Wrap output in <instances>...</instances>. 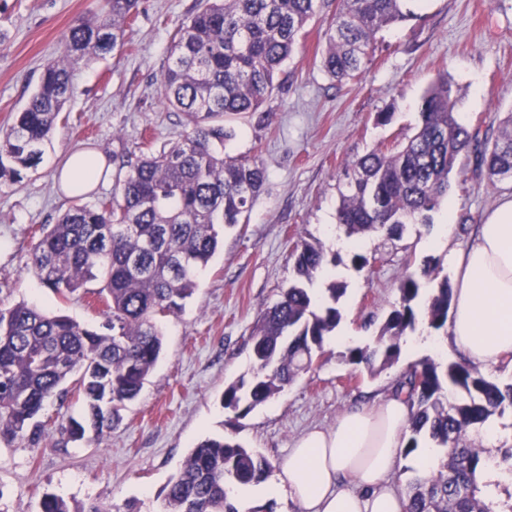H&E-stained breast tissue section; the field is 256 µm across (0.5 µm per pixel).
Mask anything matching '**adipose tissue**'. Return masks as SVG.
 <instances>
[{
    "mask_svg": "<svg viewBox=\"0 0 512 512\" xmlns=\"http://www.w3.org/2000/svg\"><path fill=\"white\" fill-rule=\"evenodd\" d=\"M107 166L104 155L78 150L58 175L67 195L91 190ZM455 266L451 317L445 338L421 340L443 352L453 346L463 362L493 368L512 357V199L500 203L463 247ZM408 405L395 395L341 416L335 427L305 433L274 476L256 485H232L245 500L287 497L299 512H405L392 483L409 429Z\"/></svg>",
    "mask_w": 512,
    "mask_h": 512,
    "instance_id": "ef3b65f1",
    "label": "adipose tissue"
}]
</instances>
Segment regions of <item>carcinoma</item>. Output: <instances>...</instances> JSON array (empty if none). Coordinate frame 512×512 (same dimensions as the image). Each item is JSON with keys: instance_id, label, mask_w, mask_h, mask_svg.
<instances>
[{"instance_id": "cac0c4a2", "label": "carcinoma", "mask_w": 512, "mask_h": 512, "mask_svg": "<svg viewBox=\"0 0 512 512\" xmlns=\"http://www.w3.org/2000/svg\"><path fill=\"white\" fill-rule=\"evenodd\" d=\"M176 31L160 90L182 115L181 142L135 160H123L120 190L98 204H76L42 233L31 253L37 277L55 293L74 294L100 280L103 321L87 327L19 301L0 306V445L35 447L50 439L46 405L72 393L83 413L70 418L67 441L98 440L121 420L140 394L162 351L159 317L182 310L197 278L215 254L220 226L244 223L265 169L257 161L224 154L237 116L258 115L278 88L276 80L308 22L329 0H208ZM409 0H336L324 33L321 67L334 81L358 78L376 35L412 16ZM137 0H102L98 12L78 19L60 57L12 124L0 131V184H18L42 160L43 146L73 94L72 68L124 45ZM473 152L491 180L512 179V111L495 138L480 136L456 117L452 85L431 86L421 123L405 144L375 149L346 165L338 224L347 237L384 231L402 237L406 226L430 222L448 190L458 157ZM319 245L296 246L297 279L261 316L253 335V369L224 389V409L243 416L284 391L308 370L343 319L345 294L332 281L323 299L311 285L327 273ZM400 302L388 315L376 345L348 349L346 360L370 372L396 362L400 340L425 323L448 328L452 288L443 280L424 294L420 280L404 276ZM410 408L404 455L430 442L442 449L428 477L408 483L406 512H512V495L481 477L490 461L512 472V447L497 456L467 442L468 433L495 415L512 412V383L491 381L463 362L425 358L407 367L394 386ZM271 464L239 442L222 437L198 443L164 496L162 512H238L226 485L267 478ZM41 512H112L100 504L71 503L44 494Z\"/></svg>"}]
</instances>
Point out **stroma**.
Instances as JSON below:
<instances>
[{"instance_id": "1", "label": "stroma", "mask_w": 512, "mask_h": 512, "mask_svg": "<svg viewBox=\"0 0 512 512\" xmlns=\"http://www.w3.org/2000/svg\"><path fill=\"white\" fill-rule=\"evenodd\" d=\"M206 0H138L129 39L114 54L76 65L74 93L43 160L16 185H0V303L19 300L94 326L102 305L92 282L62 299L30 266L35 229L56 224L74 203L54 181L72 151L119 159L180 141L183 118L163 102L160 80L176 27ZM99 0H0V127L36 88L45 65L60 55L65 34ZM324 14L305 28L267 99L270 118L236 119L226 153L262 163L266 181L246 223L225 229L216 254L198 276L184 308L161 318L164 351L122 422L100 442L29 448L0 447V512H39L43 494L101 503L123 512H158L169 479L190 450L209 437L231 436L279 464L307 429L328 428L349 407L389 391L422 351L402 350L398 363L377 373L343 360L348 346L373 344L398 299L400 279L424 265L436 278L452 277L447 246L435 244L439 212L427 224L408 225L402 238H362L370 264L357 271L355 251L337 247L336 211L345 188V164L367 152L405 142L420 123L426 89L452 82L457 116L469 128L495 136L512 111V0H418L413 17L377 35L362 76L334 86L321 69ZM457 201L454 243L470 240L477 224L512 197V180L490 183L464 158L450 177ZM316 242L338 261L315 288L333 278L346 287L339 306L347 343L328 338L311 369L279 396L247 416L222 405L225 387L252 369L251 335L266 307L295 278L296 242Z\"/></svg>"}]
</instances>
